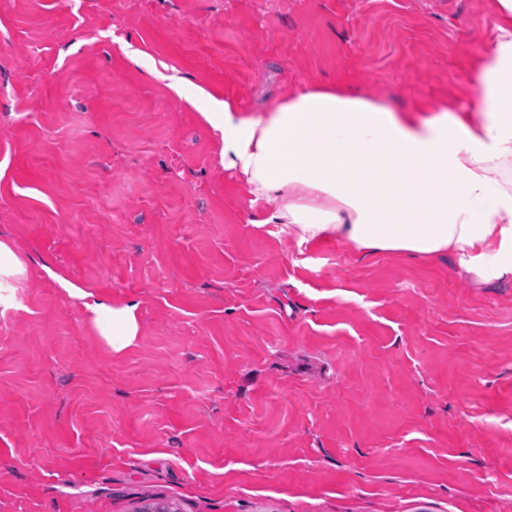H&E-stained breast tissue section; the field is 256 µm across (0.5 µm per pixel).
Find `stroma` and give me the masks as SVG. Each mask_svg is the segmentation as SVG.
Returning <instances> with one entry per match:
<instances>
[{
	"label": "stroma",
	"instance_id": "1",
	"mask_svg": "<svg viewBox=\"0 0 512 512\" xmlns=\"http://www.w3.org/2000/svg\"><path fill=\"white\" fill-rule=\"evenodd\" d=\"M494 22L490 0H0V240L31 268L0 310V512H512V280L299 242L201 117L315 84L468 109ZM105 297L138 306L117 356ZM92 324L113 354H120L133 345L139 336L137 304L113 305L109 300L96 301L88 306Z\"/></svg>",
	"mask_w": 512,
	"mask_h": 512
}]
</instances>
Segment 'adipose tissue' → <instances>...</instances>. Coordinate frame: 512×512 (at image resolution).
Wrapping results in <instances>:
<instances>
[{"mask_svg": "<svg viewBox=\"0 0 512 512\" xmlns=\"http://www.w3.org/2000/svg\"><path fill=\"white\" fill-rule=\"evenodd\" d=\"M486 48L465 74L470 109H400L344 87L288 91L259 117L229 101L202 118L225 169L268 223L300 241L338 237L361 254L454 256L479 282L512 278V0H494ZM26 258L0 241V308L15 305ZM92 324L113 353L139 334L137 306L101 300Z\"/></svg>", "mask_w": 512, "mask_h": 512, "instance_id": "1", "label": "adipose tissue"}]
</instances>
